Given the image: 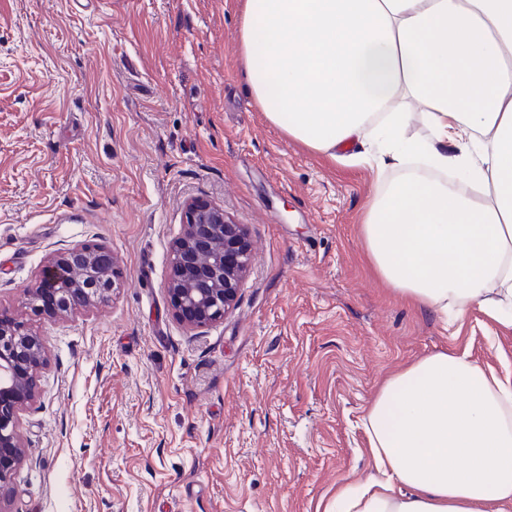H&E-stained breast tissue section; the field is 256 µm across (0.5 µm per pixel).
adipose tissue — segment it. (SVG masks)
Segmentation results:
<instances>
[{
	"instance_id": "1",
	"label": "adipose tissue",
	"mask_w": 512,
	"mask_h": 512,
	"mask_svg": "<svg viewBox=\"0 0 512 512\" xmlns=\"http://www.w3.org/2000/svg\"><path fill=\"white\" fill-rule=\"evenodd\" d=\"M237 54L287 137L400 178L361 237L394 293L447 319L512 327V0H242ZM426 139L407 134L413 119ZM469 190L449 187L448 171ZM361 425L377 477L330 512H502L512 504V378L437 352L392 374Z\"/></svg>"
}]
</instances>
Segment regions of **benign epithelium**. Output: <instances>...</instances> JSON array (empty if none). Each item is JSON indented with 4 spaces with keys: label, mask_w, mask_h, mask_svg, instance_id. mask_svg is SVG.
Instances as JSON below:
<instances>
[{
    "label": "benign epithelium",
    "mask_w": 512,
    "mask_h": 512,
    "mask_svg": "<svg viewBox=\"0 0 512 512\" xmlns=\"http://www.w3.org/2000/svg\"><path fill=\"white\" fill-rule=\"evenodd\" d=\"M251 253L245 225L207 200H187L166 283L176 319L190 330L223 320L236 305ZM116 265L104 246L74 245L47 261L26 300L34 312L49 317L86 310L112 291ZM45 364L40 337L0 310V512H6L3 506L11 497L13 472L26 461L19 426L39 396L37 374Z\"/></svg>",
    "instance_id": "obj_1"
}]
</instances>
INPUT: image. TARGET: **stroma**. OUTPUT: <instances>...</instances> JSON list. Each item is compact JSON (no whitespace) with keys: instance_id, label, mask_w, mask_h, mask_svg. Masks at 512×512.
Instances as JSON below:
<instances>
[{"instance_id":"stroma-1","label":"stroma","mask_w":512,"mask_h":512,"mask_svg":"<svg viewBox=\"0 0 512 512\" xmlns=\"http://www.w3.org/2000/svg\"><path fill=\"white\" fill-rule=\"evenodd\" d=\"M240 0H0V308L48 364L23 415L10 512H322L373 465L360 421L436 352L512 375V328L443 326L364 252L398 170L270 124L236 54ZM246 225L234 310L195 332L165 285L184 203ZM73 244L117 256L108 301L65 318L24 292Z\"/></svg>"}]
</instances>
